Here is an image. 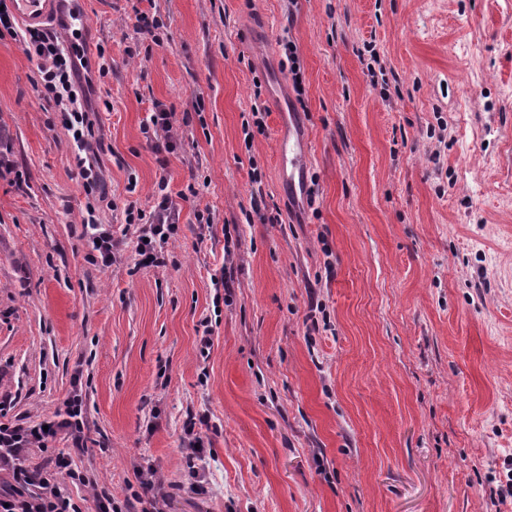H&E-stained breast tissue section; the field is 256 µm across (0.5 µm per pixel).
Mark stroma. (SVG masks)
<instances>
[{
  "label": "stroma",
  "instance_id": "stroma-1",
  "mask_svg": "<svg viewBox=\"0 0 512 512\" xmlns=\"http://www.w3.org/2000/svg\"><path fill=\"white\" fill-rule=\"evenodd\" d=\"M133 7L83 0L112 209L0 38V422L57 420L78 389L88 426L26 467L69 454L74 502L121 505L150 465L163 512H512V0H141L159 45ZM285 40L311 206L278 166ZM157 102L171 153L142 132ZM162 178L199 191L164 264L137 267L134 226L95 261L87 207L123 224ZM135 12V26L140 33L148 34L152 37V42L159 45L162 41L159 30L164 27V24L158 19L155 14H149L145 11L134 9Z\"/></svg>",
  "mask_w": 512,
  "mask_h": 512
}]
</instances>
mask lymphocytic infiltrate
I'll return each instance as SVG.
<instances>
[{"label": "lymphocytic infiltrate", "instance_id": "1", "mask_svg": "<svg viewBox=\"0 0 512 512\" xmlns=\"http://www.w3.org/2000/svg\"><path fill=\"white\" fill-rule=\"evenodd\" d=\"M5 33L23 44L29 59L35 60L42 80V99L54 104L70 101L71 111L65 112L64 124L75 148V160L84 180L86 193L104 191L100 170L95 165L91 141L95 136L90 118L92 83L81 82L82 70L88 60L79 45L67 44L63 35L37 28H15L10 9L0 10V34ZM167 181L158 184L159 193L151 211L127 206L125 221L139 227L137 241L140 262H157L156 243L168 242L174 235L182 207L167 192ZM61 420L42 427H23L0 422V473L6 476L0 487V512H83L62 491L65 480L78 479L69 455L56 453L45 469L32 471L23 464L26 449L46 447L58 433L69 434L73 441L83 442L84 426L82 398L73 394L64 402Z\"/></svg>", "mask_w": 512, "mask_h": 512}]
</instances>
